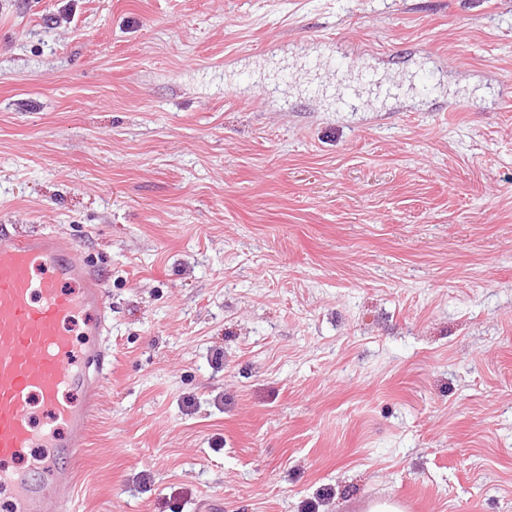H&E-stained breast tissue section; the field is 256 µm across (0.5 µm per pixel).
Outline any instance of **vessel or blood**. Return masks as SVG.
Listing matches in <instances>:
<instances>
[{"label":"vessel or blood","instance_id":"vessel-or-blood-1","mask_svg":"<svg viewBox=\"0 0 512 512\" xmlns=\"http://www.w3.org/2000/svg\"><path fill=\"white\" fill-rule=\"evenodd\" d=\"M104 286L66 238L0 231V504L7 512H67L69 488L48 477L83 454L91 408L112 372L100 344ZM80 316L78 339L69 326ZM37 402L51 415L48 426L34 422ZM30 448L43 449L42 459L14 469Z\"/></svg>","mask_w":512,"mask_h":512}]
</instances>
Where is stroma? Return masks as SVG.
Returning a JSON list of instances; mask_svg holds the SVG:
<instances>
[{
	"mask_svg": "<svg viewBox=\"0 0 512 512\" xmlns=\"http://www.w3.org/2000/svg\"><path fill=\"white\" fill-rule=\"evenodd\" d=\"M0 225L105 279L73 512H512V0H0Z\"/></svg>",
	"mask_w": 512,
	"mask_h": 512,
	"instance_id": "obj_1",
	"label": "stroma"
}]
</instances>
